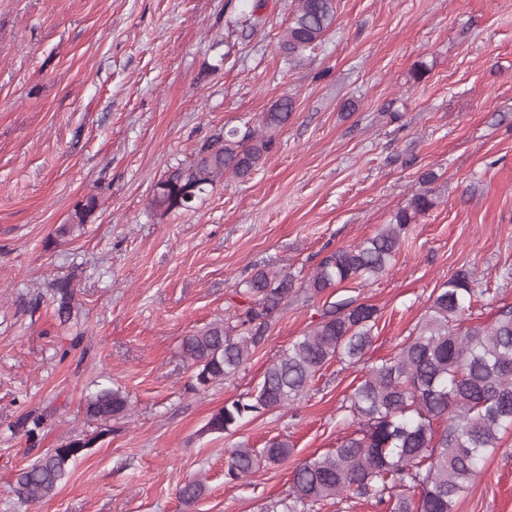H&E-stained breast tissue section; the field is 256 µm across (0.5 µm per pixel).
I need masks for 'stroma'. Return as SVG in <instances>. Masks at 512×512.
Here are the masks:
<instances>
[{"instance_id":"obj_1","label":"stroma","mask_w":512,"mask_h":512,"mask_svg":"<svg viewBox=\"0 0 512 512\" xmlns=\"http://www.w3.org/2000/svg\"><path fill=\"white\" fill-rule=\"evenodd\" d=\"M290 3L0 0V512H265L347 433L343 400L417 333L448 277L466 269L486 289L472 322L512 303V0H336L335 27L298 65L278 49ZM285 95L292 117L249 177L187 211L152 205L197 145ZM430 172L438 204L379 278L299 294L235 376L197 387L181 342L242 306L243 281L309 275ZM91 199L81 234L59 236ZM59 279L75 293L66 323ZM345 298L378 310L360 362H328L294 409L207 431ZM103 388L130 401L105 427L84 413ZM78 435L93 444L55 495L17 500V472ZM276 439L286 460L226 478L229 448ZM190 479L205 493L187 504ZM455 512H512V429Z\"/></svg>"}]
</instances>
